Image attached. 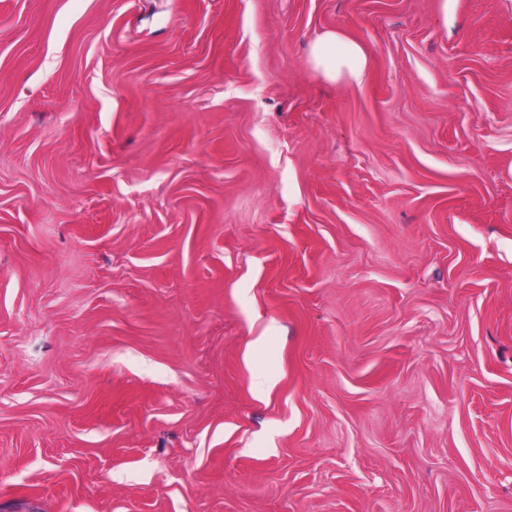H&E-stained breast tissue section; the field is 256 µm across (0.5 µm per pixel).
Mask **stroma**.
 Returning a JSON list of instances; mask_svg holds the SVG:
<instances>
[{"mask_svg":"<svg viewBox=\"0 0 512 512\" xmlns=\"http://www.w3.org/2000/svg\"><path fill=\"white\" fill-rule=\"evenodd\" d=\"M0 512H512V0H0ZM308 62L328 81L346 86L361 85L368 74L365 47L341 31H326L309 46Z\"/></svg>","mask_w":512,"mask_h":512,"instance_id":"obj_1","label":"stroma"}]
</instances>
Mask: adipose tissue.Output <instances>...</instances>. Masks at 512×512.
Wrapping results in <instances>:
<instances>
[{
    "instance_id": "1",
    "label": "adipose tissue",
    "mask_w": 512,
    "mask_h": 512,
    "mask_svg": "<svg viewBox=\"0 0 512 512\" xmlns=\"http://www.w3.org/2000/svg\"><path fill=\"white\" fill-rule=\"evenodd\" d=\"M308 62L328 81L347 86L362 84L368 74L365 47L341 31H327L309 46Z\"/></svg>"
}]
</instances>
